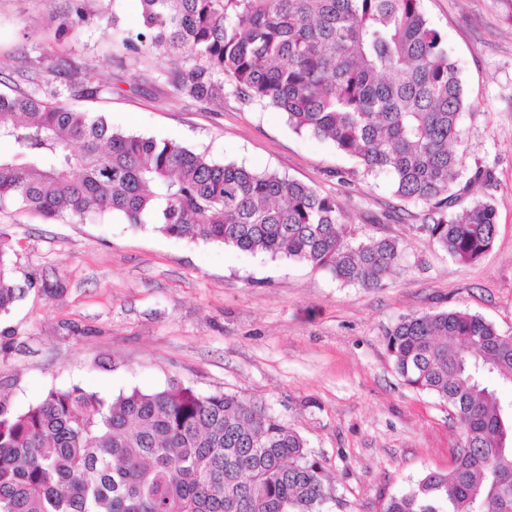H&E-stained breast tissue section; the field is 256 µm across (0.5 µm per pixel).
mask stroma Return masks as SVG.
Returning <instances> with one entry per match:
<instances>
[{
	"label": "stroma",
	"instance_id": "35a3bbf8",
	"mask_svg": "<svg viewBox=\"0 0 512 512\" xmlns=\"http://www.w3.org/2000/svg\"><path fill=\"white\" fill-rule=\"evenodd\" d=\"M87 0L88 18L56 39L67 0H0V91L44 48H62L112 87L76 108L113 129L165 139L214 160L269 170L335 198L358 232L399 240L406 257L384 287L202 239L126 224L119 215L53 223L0 208L14 275L28 290L0 315V399L27 410L52 389L114 398L178 382L203 395L257 401L305 440L327 474L322 512H381L460 444L447 404L407 386L387 335L402 317L451 309L512 334V0H422L458 67L467 106L459 207L491 199L492 249L461 266L418 229L424 206L403 202L327 141L295 132L283 113L225 93L215 107L174 95L162 53L123 44L137 0Z\"/></svg>",
	"mask_w": 512,
	"mask_h": 512
}]
</instances>
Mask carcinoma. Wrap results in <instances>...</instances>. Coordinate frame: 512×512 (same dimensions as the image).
<instances>
[{"label":"carcinoma","mask_w":512,"mask_h":512,"mask_svg":"<svg viewBox=\"0 0 512 512\" xmlns=\"http://www.w3.org/2000/svg\"><path fill=\"white\" fill-rule=\"evenodd\" d=\"M138 53L187 63L165 72L173 94L222 105L224 91L270 107L332 143L368 175L385 172L405 202L428 206L418 230L457 264L488 253L493 201L450 216L459 194L466 108L456 65L422 0H138ZM87 20L68 0L58 29ZM74 74L60 50L19 76L32 91L0 92V204L48 221L117 213L164 236L202 238L284 256L337 281L380 288L404 259L396 239L354 241L336 200L275 172L220 163L168 140L125 133L77 112L42 80V63ZM71 96L105 91L96 70ZM0 232V313L25 294ZM388 350L404 382L448 404L461 444L445 472H428L382 512H512V334L461 310L402 318ZM322 466L258 403L173 384L106 399L52 389L15 412L0 400V512H322Z\"/></svg>","instance_id":"1"}]
</instances>
